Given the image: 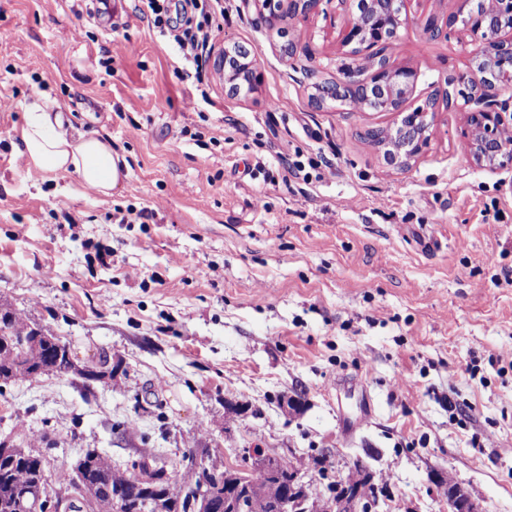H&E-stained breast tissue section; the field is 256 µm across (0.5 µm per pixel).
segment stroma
<instances>
[{"instance_id":"1","label":"stroma","mask_w":512,"mask_h":512,"mask_svg":"<svg viewBox=\"0 0 512 512\" xmlns=\"http://www.w3.org/2000/svg\"><path fill=\"white\" fill-rule=\"evenodd\" d=\"M222 5L214 50L260 63L246 97L214 64L187 77L136 0L108 16L99 0H0V297L79 366L114 370L4 386L0 435H48L53 481L93 449L122 470L162 457L180 484L185 452L234 468L257 446L321 488L363 459L390 493L379 512H448V476L482 512H512V164H474L457 96L411 165L387 167L363 134L397 113L309 104L357 62L336 0L274 26ZM463 7L409 0L392 49L416 74L407 108L470 73L475 35L424 29ZM50 99L125 155L111 195L21 153L27 113Z\"/></svg>"}]
</instances>
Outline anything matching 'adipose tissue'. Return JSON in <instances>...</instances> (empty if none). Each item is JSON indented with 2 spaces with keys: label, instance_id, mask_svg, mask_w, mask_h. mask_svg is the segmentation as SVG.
Here are the masks:
<instances>
[{
  "label": "adipose tissue",
  "instance_id": "ef3b65f1",
  "mask_svg": "<svg viewBox=\"0 0 512 512\" xmlns=\"http://www.w3.org/2000/svg\"><path fill=\"white\" fill-rule=\"evenodd\" d=\"M20 148L35 170L77 174L83 186L105 195L128 166L108 139L69 134L58 106L45 103L29 112L20 131Z\"/></svg>",
  "mask_w": 512,
  "mask_h": 512
}]
</instances>
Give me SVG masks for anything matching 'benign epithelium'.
Here are the masks:
<instances>
[{"mask_svg":"<svg viewBox=\"0 0 512 512\" xmlns=\"http://www.w3.org/2000/svg\"><path fill=\"white\" fill-rule=\"evenodd\" d=\"M321 0H288V17L305 19L320 6ZM347 14L342 34V45L351 47V52L361 57L364 66L350 71L343 80L316 84L312 101L316 105L332 99L351 89L359 104H364L378 93H384V108L401 112L400 123L385 131V140L378 145L384 162L394 168H407L411 160L422 150L432 122L436 105L443 100L451 104L449 87L455 80L445 81L446 88L438 90L425 102L418 112H405L403 105L415 86V72L406 67L391 64L387 51L393 43L391 30L399 29L409 19L404 13L409 0H338ZM512 15V0H488L479 14H470L465 26L484 34L479 56L492 63H512V28L501 26V17ZM218 67L224 70V87L227 96L237 98L241 93L254 90L261 80L260 64L255 54L246 47H239L238 55L228 62L218 56ZM368 77H363L364 72ZM473 108L468 112L471 130L469 151L474 161L489 169H495L512 161V144L502 140L500 132L512 129V113L499 112L491 107L482 88L476 86L469 96ZM242 457L250 462L251 469L266 473L270 484L276 486L288 480L292 492L276 503L278 512H362L374 506L380 497L387 494L385 486L373 481L367 469L354 467L349 474L336 481L331 496L318 497L310 493L311 483L296 467H283L285 458L273 456L262 448H246ZM246 476L240 475L225 491L224 498L215 499L205 492L206 484L191 469L187 484L199 483L197 499L202 502L203 512H247L244 496L240 495ZM448 512H481L470 492L458 483L448 481ZM54 512L61 509L71 512L76 508L78 495L71 488L44 486L32 494L26 489L18 492L16 512H38L41 500Z\"/></svg>","mask_w":512,"mask_h":512,"instance_id":"benign-epithelium-1","label":"benign epithelium"}]
</instances>
